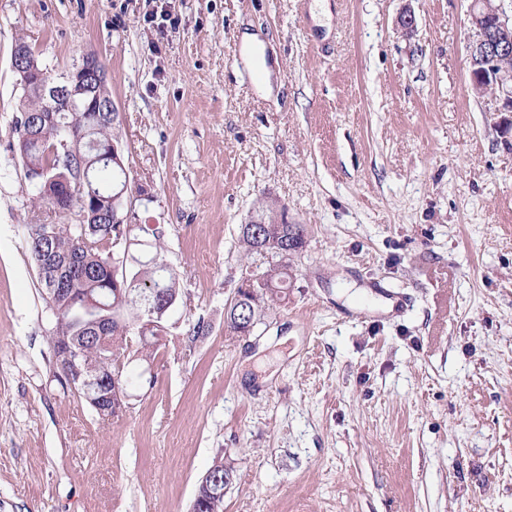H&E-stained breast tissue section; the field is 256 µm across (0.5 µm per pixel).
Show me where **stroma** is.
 Here are the masks:
<instances>
[{
    "label": "stroma",
    "mask_w": 512,
    "mask_h": 512,
    "mask_svg": "<svg viewBox=\"0 0 512 512\" xmlns=\"http://www.w3.org/2000/svg\"><path fill=\"white\" fill-rule=\"evenodd\" d=\"M313 2L0 0V512H191L219 456L224 512H512V136L471 86L470 0ZM20 41L56 75L104 63L128 221L182 288L178 348L130 361L114 419L57 380L28 227L80 217L35 207L14 149ZM266 202L306 243L234 337ZM264 45L253 35H246L242 40V51L249 65L260 68L265 74V82L258 88L265 89L269 86L270 70L264 58Z\"/></svg>",
    "instance_id": "35a3bbf8"
}]
</instances>
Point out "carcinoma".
I'll return each mask as SVG.
<instances>
[{
	"mask_svg": "<svg viewBox=\"0 0 512 512\" xmlns=\"http://www.w3.org/2000/svg\"><path fill=\"white\" fill-rule=\"evenodd\" d=\"M36 104V98L25 93L15 117L16 147L25 167L34 170L39 168L54 175L65 174L71 179L77 178L88 167L96 195L95 200L89 203L87 219L82 223L58 225L56 237L46 243L39 238H29L33 261H38L42 250L48 248L56 257L57 267L70 269L68 290L56 299L47 301L55 317L50 345L59 356L61 351L58 346L62 345L63 339L85 335L81 325L73 319L71 300L87 293L97 298L107 288H123L129 297L122 303L119 317L105 331L109 339L110 355L102 352L99 337L93 336L83 343L82 360L89 369L108 379L117 377V383L127 388L131 384V377L125 365L131 358L139 355L148 357L154 350L174 347L180 343V337L170 334L141 344L133 333L143 314L139 298L151 297L157 289L170 298L179 296V278L173 268L154 262V258L161 257V237H154L151 243L140 239L135 233L139 226L130 228L125 222L123 200L108 203V199L115 195L116 187L122 184L120 171L101 160L91 162V153L74 154L63 147V142L71 134L81 132L86 133L88 139L119 142L118 134L115 133L116 124L112 122L110 114L98 116L88 105L64 110L57 113L56 124L45 128L39 137L31 140L25 137L31 120L28 109ZM259 219L267 226V245L275 249L290 238L298 246H304L306 225L278 224L274 215L266 217L261 214ZM119 239L128 243V259L125 264L129 271L126 280L117 282L112 278L109 258ZM289 261L287 254L272 255L268 268L262 272L264 288L261 289L259 303L250 311L255 318H263L266 310L288 299ZM224 324L232 336L248 334L242 311L233 307L227 310ZM115 384H110L114 395L117 394ZM230 472H234V467L224 463V458L220 457L209 468L210 479L200 482L197 496L209 503L210 512H224V497L218 495L217 491L224 489V475Z\"/></svg>",
	"mask_w": 512,
	"mask_h": 512,
	"instance_id": "obj_1",
	"label": "carcinoma"
}]
</instances>
